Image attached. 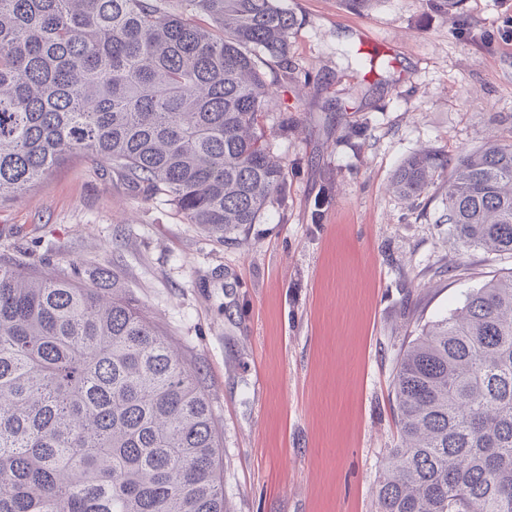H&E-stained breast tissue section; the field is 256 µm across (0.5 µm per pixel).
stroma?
<instances>
[{"label": "stroma", "instance_id": "stroma-1", "mask_svg": "<svg viewBox=\"0 0 512 512\" xmlns=\"http://www.w3.org/2000/svg\"><path fill=\"white\" fill-rule=\"evenodd\" d=\"M280 5L296 25L262 132L288 194L259 223L209 236L69 153L0 203V257L119 273L199 371L230 512H376L399 353L512 273V258L457 251L440 184L410 202L391 178L421 151L512 142V0H462L456 25L424 0Z\"/></svg>", "mask_w": 512, "mask_h": 512}]
</instances>
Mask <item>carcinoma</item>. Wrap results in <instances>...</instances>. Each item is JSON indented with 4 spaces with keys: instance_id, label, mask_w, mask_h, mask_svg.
Returning a JSON list of instances; mask_svg holds the SVG:
<instances>
[{
    "instance_id": "obj_1",
    "label": "carcinoma",
    "mask_w": 512,
    "mask_h": 512,
    "mask_svg": "<svg viewBox=\"0 0 512 512\" xmlns=\"http://www.w3.org/2000/svg\"><path fill=\"white\" fill-rule=\"evenodd\" d=\"M295 25L278 0H0V201L81 152L210 234L259 223L288 188L264 66L288 78ZM447 169L450 238L512 258V143L415 153L392 190ZM394 393L377 512H512V274L423 325ZM220 454L195 369L117 272L0 260V512H226Z\"/></svg>"
}]
</instances>
